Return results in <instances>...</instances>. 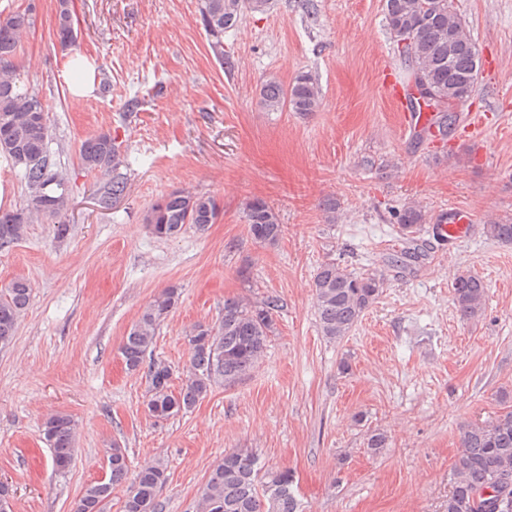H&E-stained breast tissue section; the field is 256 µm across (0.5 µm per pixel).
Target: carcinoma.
I'll return each instance as SVG.
<instances>
[{
  "label": "carcinoma",
  "instance_id": "carcinoma-1",
  "mask_svg": "<svg viewBox=\"0 0 512 512\" xmlns=\"http://www.w3.org/2000/svg\"><path fill=\"white\" fill-rule=\"evenodd\" d=\"M274 0H200L199 15L209 46L224 61V33L249 14L265 13ZM56 36L61 47L77 38L68 0H58ZM386 31L402 65L403 83L410 89L429 86L434 95H420L424 105L435 111L432 124L441 139L454 130L455 107L473 96L480 74V51L467 33L457 9L448 0H384ZM31 18L27 10L0 18V155L21 168L28 189L26 204L16 210H0V251L22 239L27 225L38 219L57 221L55 233L64 238L69 225L61 221L68 198V184L58 171L49 150L48 114L37 95L20 90L17 57ZM322 93L310 73L297 75L284 86L275 79L260 87V105L268 112L283 109L306 118L319 111ZM81 165L90 173L106 178L100 202H118L127 191V177L120 167L129 162L116 139L107 132L81 142ZM220 205L211 195L173 190L152 205L144 216L151 232L161 239L179 236L186 225L204 231L217 221ZM251 239L262 246L276 245L283 233L279 215L265 201L255 199L245 209ZM426 223L425 213L407 205L398 213V224L406 247L392 255V267L405 268L419 257L416 234ZM493 240L512 244V221L486 225ZM386 275L378 269L352 272L334 260L321 264L313 277L314 309L321 333L343 339L364 312L383 292ZM31 284L17 277L0 289V347L16 335L18 320L26 310ZM484 281L462 270L453 281V301L467 319L482 315L485 306ZM179 292L165 288L143 308L120 347L129 371L141 369L152 353L156 330L177 305ZM282 311L281 300L268 295L259 301L237 297L224 299V312L214 323H197L187 340L191 360L182 385L174 390V369L163 359L148 366L149 396L146 407L157 421H167L194 408L214 388H232L256 368L276 330ZM76 425L71 416L56 413L44 419L41 435L51 449L53 467L63 474L74 457ZM461 456L455 481L448 493L445 512H512V411L491 420L468 424L460 431ZM109 478L88 484L76 512H104L115 487L128 483L124 512H162L160 490L165 484L161 461L130 472L126 450L114 444L107 451ZM196 512H302L293 492V478L286 469H263L256 452L239 448L224 454L200 488Z\"/></svg>",
  "mask_w": 512,
  "mask_h": 512
}]
</instances>
